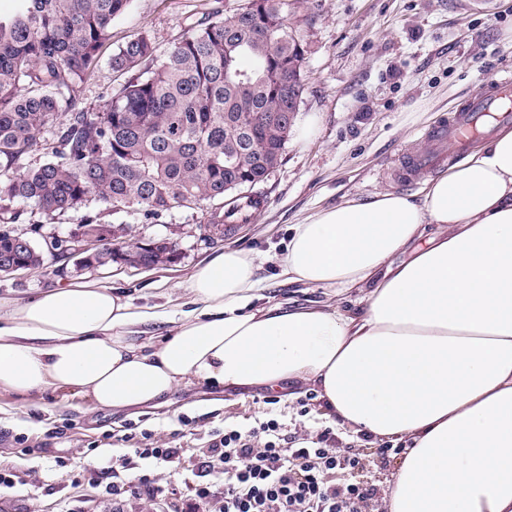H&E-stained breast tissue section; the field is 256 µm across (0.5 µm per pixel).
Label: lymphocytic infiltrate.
I'll return each instance as SVG.
<instances>
[{
    "instance_id": "f902f5d3",
    "label": "lymphocytic infiltrate",
    "mask_w": 512,
    "mask_h": 512,
    "mask_svg": "<svg viewBox=\"0 0 512 512\" xmlns=\"http://www.w3.org/2000/svg\"><path fill=\"white\" fill-rule=\"evenodd\" d=\"M262 430L264 446L228 430L210 448L205 467L224 476L222 512H372L380 490L358 453L334 447L331 430L286 448L274 439L276 422Z\"/></svg>"
}]
</instances>
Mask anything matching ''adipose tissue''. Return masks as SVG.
<instances>
[{
    "mask_svg": "<svg viewBox=\"0 0 512 512\" xmlns=\"http://www.w3.org/2000/svg\"><path fill=\"white\" fill-rule=\"evenodd\" d=\"M261 265L224 250L175 313L92 283L0 298V392L69 391L120 412L185 383L312 388L328 421L404 444L384 512H512V131L421 195L376 194L291 226L283 276L350 304L271 302Z\"/></svg>",
    "mask_w": 512,
    "mask_h": 512,
    "instance_id": "1",
    "label": "adipose tissue"
}]
</instances>
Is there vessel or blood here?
I'll return each instance as SVG.
<instances>
[{
	"label": "vessel or blood",
	"instance_id": "obj_1",
	"mask_svg": "<svg viewBox=\"0 0 512 512\" xmlns=\"http://www.w3.org/2000/svg\"><path fill=\"white\" fill-rule=\"evenodd\" d=\"M512 124V73L487 77L482 91L461 102L439 125L425 135L426 146L399 157L394 180L414 181L424 172L449 165L479 137Z\"/></svg>",
	"mask_w": 512,
	"mask_h": 512
}]
</instances>
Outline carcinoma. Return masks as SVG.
Instances as JSON below:
<instances>
[{"mask_svg": "<svg viewBox=\"0 0 512 512\" xmlns=\"http://www.w3.org/2000/svg\"><path fill=\"white\" fill-rule=\"evenodd\" d=\"M0 10V256L43 266L78 241L46 237L31 254L10 225L25 208L44 223L81 213L91 202L112 211L160 217L224 200V185H256L283 159L292 128L250 126L252 112L288 111V82L303 102L306 42L288 0H247L190 27L165 55L146 31L112 54V71L131 77L102 105L84 102L112 21L131 0H15ZM252 137L260 163H239ZM209 211L218 227L243 213ZM165 265L176 250L143 249Z\"/></svg>", "mask_w": 512, "mask_h": 512, "instance_id": "cac0c4a2", "label": "carcinoma"}]
</instances>
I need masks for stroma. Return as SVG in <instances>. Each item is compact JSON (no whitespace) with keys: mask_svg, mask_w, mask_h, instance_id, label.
<instances>
[{"mask_svg":"<svg viewBox=\"0 0 512 512\" xmlns=\"http://www.w3.org/2000/svg\"><path fill=\"white\" fill-rule=\"evenodd\" d=\"M243 0H132L112 24V43L86 85V102L101 104L121 81L109 60L115 46L147 31L158 53L167 52L187 29L216 10ZM292 20L307 42V91L283 161L253 192L259 203L247 221L228 224L213 238L201 209L176 208L152 219L90 204L87 213L124 226L130 249L152 240L176 241L171 265L137 269L120 263L75 272L71 259L10 276L0 275V296L25 300L48 288L94 282L122 289L138 306L177 308L179 291L196 270L227 250L258 251L269 297L305 304L327 303L324 290L288 284L280 252L289 228L318 210L385 191L420 193L423 184L391 180L398 154L425 146V131L467 95L483 88L487 73L512 71V0H289ZM280 425L282 437H315L328 425L313 391L291 398L261 388L227 392L183 386L158 407L121 413L92 411L83 399L49 392L20 404L0 394V469L21 481L0 490V512H169L164 496L140 494L113 500L107 471L118 455L128 458L130 480L149 475L164 488L184 489L218 434L237 430L264 444L261 426ZM176 448L179 459L162 467L136 456L145 443ZM337 447L370 460L369 475L385 484L397 467L395 453L340 432ZM66 468H57V461Z\"/></svg>","mask_w":512,"mask_h":512,"instance_id":"35a3bbf8","label":"stroma"}]
</instances>
